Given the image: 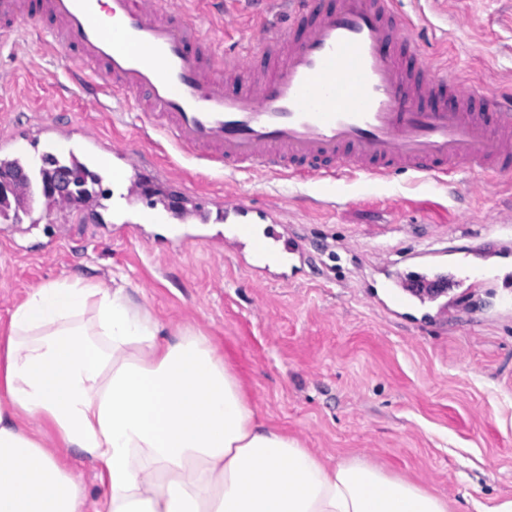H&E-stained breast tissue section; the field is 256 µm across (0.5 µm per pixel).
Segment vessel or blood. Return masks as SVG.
Wrapping results in <instances>:
<instances>
[{
    "label": "vessel or blood",
    "mask_w": 512,
    "mask_h": 512,
    "mask_svg": "<svg viewBox=\"0 0 512 512\" xmlns=\"http://www.w3.org/2000/svg\"><path fill=\"white\" fill-rule=\"evenodd\" d=\"M288 29L263 22L260 40L216 60L185 9L158 0H0L7 38L31 23L64 53L71 78L92 100L110 93L146 103L145 126L212 171L272 173L332 186L351 176L377 182L397 172L437 182L464 170L512 171V95L487 100L460 75L423 64L399 0H278ZM4 170L28 212L44 204L36 164L14 140L0 141ZM144 178L124 187L144 198L158 170L145 154L127 156ZM251 207L226 201L225 235L269 255L251 234ZM420 274L387 275L391 312L443 297L439 269L453 263L460 285L494 281L460 247L413 253Z\"/></svg>",
    "instance_id": "1"
}]
</instances>
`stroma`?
<instances>
[{"label": "stroma", "mask_w": 512, "mask_h": 512, "mask_svg": "<svg viewBox=\"0 0 512 512\" xmlns=\"http://www.w3.org/2000/svg\"><path fill=\"white\" fill-rule=\"evenodd\" d=\"M445 42H436L410 0L423 58L467 76L487 96L512 89V0H444ZM194 16L215 47L258 36L249 0H224V18ZM44 29L0 44V136L28 154L45 136L34 121L68 126L65 150L85 156L90 138L111 148L135 143L169 170L177 186L209 202L242 197L287 225L308 261L293 279L277 267L255 277L244 248L220 239L224 217L188 228L192 245L174 255L152 241L145 203L108 205V229L54 241L52 226L12 237L0 224V341L28 292L57 280L111 285L124 279L135 302L168 330L210 336L259 417L325 461L358 456L445 498L448 512H481L512 498V272L496 284L449 289L447 297L393 315L370 300L385 273L407 270L429 245L483 244L485 224L512 210V173L459 174L448 186L411 174L366 184L355 179L316 195L308 184L263 174L224 176L154 131L141 136L133 99L96 103L72 84L62 56L44 48Z\"/></svg>", "instance_id": "35a3bbf8"}]
</instances>
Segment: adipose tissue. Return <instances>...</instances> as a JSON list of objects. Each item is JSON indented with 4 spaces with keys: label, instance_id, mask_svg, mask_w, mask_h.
I'll use <instances>...</instances> for the list:
<instances>
[{
    "label": "adipose tissue",
    "instance_id": "ef3b65f1",
    "mask_svg": "<svg viewBox=\"0 0 512 512\" xmlns=\"http://www.w3.org/2000/svg\"><path fill=\"white\" fill-rule=\"evenodd\" d=\"M92 461L82 483L44 434ZM0 512H448L358 457L260 421L210 336L166 333L121 285L32 289L0 344ZM45 445L46 448H55L59 455L68 457L74 472L79 476L86 488L88 505H94V502L102 497L105 491L96 478L94 465L87 459H76V457L68 454L65 448H56L55 441L51 436L45 438Z\"/></svg>",
    "mask_w": 512,
    "mask_h": 512
}]
</instances>
